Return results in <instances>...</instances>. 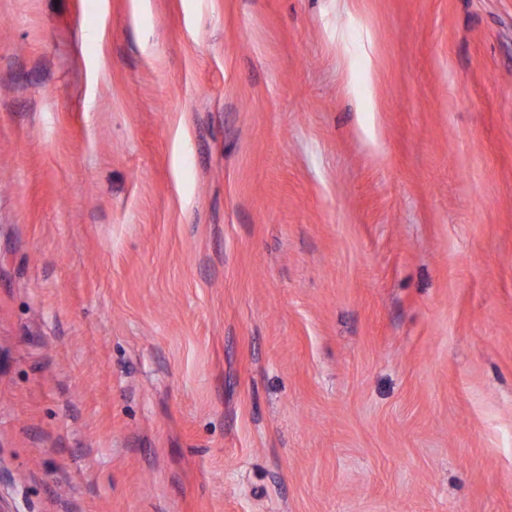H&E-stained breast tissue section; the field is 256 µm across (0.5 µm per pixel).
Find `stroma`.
<instances>
[{
	"instance_id": "obj_1",
	"label": "stroma",
	"mask_w": 512,
	"mask_h": 512,
	"mask_svg": "<svg viewBox=\"0 0 512 512\" xmlns=\"http://www.w3.org/2000/svg\"><path fill=\"white\" fill-rule=\"evenodd\" d=\"M15 512H512V0H0Z\"/></svg>"
}]
</instances>
